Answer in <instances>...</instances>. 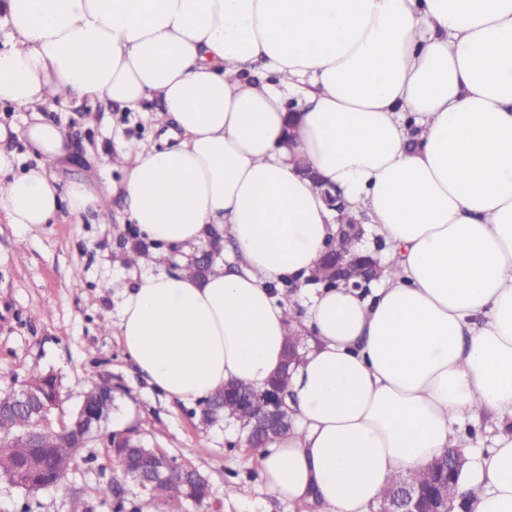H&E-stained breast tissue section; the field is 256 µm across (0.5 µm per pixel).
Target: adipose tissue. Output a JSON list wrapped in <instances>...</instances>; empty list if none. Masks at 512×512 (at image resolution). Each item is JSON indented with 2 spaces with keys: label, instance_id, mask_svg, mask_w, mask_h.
<instances>
[{
  "label": "adipose tissue",
  "instance_id": "adipose-tissue-1",
  "mask_svg": "<svg viewBox=\"0 0 512 512\" xmlns=\"http://www.w3.org/2000/svg\"><path fill=\"white\" fill-rule=\"evenodd\" d=\"M0 215L60 209L127 219L192 255L210 230L239 260L206 279L145 273L117 332L166 397L229 382L264 388L291 318L310 337L292 372L296 428L260 478L320 512H362L398 475L459 447L491 415L510 428L470 471V512H512V0H0ZM150 114L163 148L118 142L120 183L72 181L51 103ZM374 225L394 268L364 293L319 289L303 313L276 294L304 282L339 212Z\"/></svg>",
  "mask_w": 512,
  "mask_h": 512
}]
</instances>
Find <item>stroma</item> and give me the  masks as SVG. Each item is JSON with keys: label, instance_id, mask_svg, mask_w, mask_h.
I'll return each instance as SVG.
<instances>
[{"label": "stroma", "instance_id": "stroma-1", "mask_svg": "<svg viewBox=\"0 0 512 512\" xmlns=\"http://www.w3.org/2000/svg\"><path fill=\"white\" fill-rule=\"evenodd\" d=\"M46 118L68 129L74 157L63 163L62 182L120 181L122 174L98 164L116 135L147 145L158 138L150 120L111 106L44 108ZM129 235L124 204L113 197L103 217L75 219L59 212L31 230L0 220V391L18 386L33 371L54 374L63 403L55 419L72 412L90 376L116 388L107 431L136 430L144 443L208 475L213 496L204 506L183 503L177 512H315L304 502L281 500L260 479L261 450L243 446L234 421L207 425L185 405L151 386L127 355L117 335L119 304L135 276L151 271L149 261L126 264L120 247ZM116 476L104 441L84 449L68 476L69 485L94 493L100 473ZM33 512H70L67 487L28 494L0 482V512H18L24 499Z\"/></svg>", "mask_w": 512, "mask_h": 512}]
</instances>
